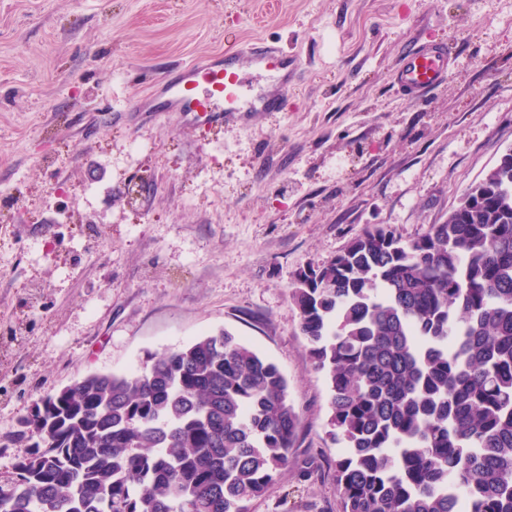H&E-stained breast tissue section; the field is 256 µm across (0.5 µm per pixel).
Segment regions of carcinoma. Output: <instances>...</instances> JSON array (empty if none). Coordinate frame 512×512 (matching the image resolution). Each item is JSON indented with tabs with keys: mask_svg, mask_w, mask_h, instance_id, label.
<instances>
[{
	"mask_svg": "<svg viewBox=\"0 0 512 512\" xmlns=\"http://www.w3.org/2000/svg\"><path fill=\"white\" fill-rule=\"evenodd\" d=\"M404 241L368 230L290 288L328 382L340 512H512V166ZM279 367L221 331L41 397L0 512H248L290 466Z\"/></svg>",
	"mask_w": 512,
	"mask_h": 512,
	"instance_id": "carcinoma-1",
	"label": "carcinoma"
}]
</instances>
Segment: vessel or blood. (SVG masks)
I'll use <instances>...</instances> for the list:
<instances>
[{"label": "vessel or blood", "mask_w": 512, "mask_h": 512, "mask_svg": "<svg viewBox=\"0 0 512 512\" xmlns=\"http://www.w3.org/2000/svg\"><path fill=\"white\" fill-rule=\"evenodd\" d=\"M296 57L274 45L251 46L225 55L223 61L189 64L180 80L165 85L167 109L198 116L222 113L277 111L293 84ZM270 76L267 89L252 92L248 74ZM453 74V58L445 44L420 42L399 61L392 72L398 92L415 99L434 90Z\"/></svg>", "instance_id": "1"}]
</instances>
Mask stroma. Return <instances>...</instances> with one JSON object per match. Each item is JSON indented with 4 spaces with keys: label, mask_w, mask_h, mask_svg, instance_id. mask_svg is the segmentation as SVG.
Segmentation results:
<instances>
[{
    "label": "stroma",
    "mask_w": 512,
    "mask_h": 512,
    "mask_svg": "<svg viewBox=\"0 0 512 512\" xmlns=\"http://www.w3.org/2000/svg\"><path fill=\"white\" fill-rule=\"evenodd\" d=\"M421 34L454 75L413 100L391 73ZM256 41L299 61L281 111H164L172 69ZM510 149L512 0H0V489L40 397L225 330L279 366L319 468L250 512H339L295 276L422 235Z\"/></svg>",
    "instance_id": "35a3bbf8"
}]
</instances>
